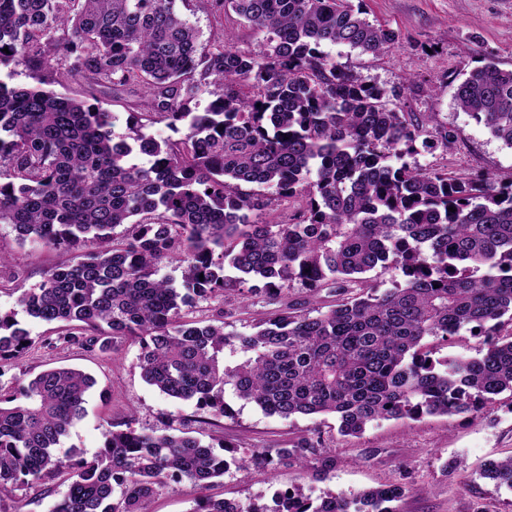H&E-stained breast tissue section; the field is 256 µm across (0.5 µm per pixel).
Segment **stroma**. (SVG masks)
<instances>
[{
  "mask_svg": "<svg viewBox=\"0 0 512 512\" xmlns=\"http://www.w3.org/2000/svg\"><path fill=\"white\" fill-rule=\"evenodd\" d=\"M175 9L195 24L202 40L220 28L234 30L239 49L257 53L261 32L240 26L235 14L224 13L211 0H176ZM369 21L396 31L400 39L380 57L344 47L333 48L337 61L363 79L387 89H398L397 106L430 117V132H449L451 148L420 152V164L447 166L467 175L481 170L512 176V148L494 138L460 110L455 101L466 71L493 60L512 69V0H363ZM9 225L0 226V249L27 285H35L47 268L65 261L66 253L18 245ZM35 340L20 365H0V383L18 387L23 375L56 367L82 369L95 380L84 417L71 428L65 447L92 456L102 446L107 425H120L127 410H135L139 427L163 431L175 416H192L193 403L170 398L148 385L137 366L139 348L122 346L107 356L76 345L58 343L43 348L40 339L53 333L51 325L17 315ZM231 414L219 426H204L203 440L219 436L238 450L287 448L310 429L325 440L328 471L278 469L269 476L246 477L232 471L209 488L216 499H270L275 490L304 485L307 494H353L381 483L407 489L400 512H512V492L496 489L478 475L480 466L512 455V396L503 394L478 415L451 418L425 415L416 420L371 423L358 437H344L334 417L284 419L265 415L259 407L237 399L229 401ZM67 490L63 477L41 480L16 491L14 499L0 502V512L21 504L22 512H50Z\"/></svg>",
  "mask_w": 512,
  "mask_h": 512,
  "instance_id": "1",
  "label": "stroma"
}]
</instances>
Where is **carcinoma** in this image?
<instances>
[{
  "instance_id": "cac0c4a2",
  "label": "carcinoma",
  "mask_w": 512,
  "mask_h": 512,
  "mask_svg": "<svg viewBox=\"0 0 512 512\" xmlns=\"http://www.w3.org/2000/svg\"><path fill=\"white\" fill-rule=\"evenodd\" d=\"M174 2L0 0V69L35 81L0 79V224L21 246L73 255L27 288L0 249V284L17 305L59 324L66 344L139 346L143 379L194 402L210 425L228 391L269 415L334 414L342 436L378 420L474 414L512 394V336L499 335L502 318L512 322V177L406 161L448 149L451 134L430 141L426 120L325 51L378 57L398 35L353 0H216L265 34L255 55L228 29L202 42ZM59 52L72 62L48 70ZM80 79L143 90L152 122L183 135L159 140L133 113L119 135L99 103L48 89ZM456 101L512 148V69L473 68ZM282 198L299 216L262 220ZM173 261L178 280L160 274ZM388 263L402 281L382 289L367 274ZM292 282L304 300L283 293ZM235 287L275 306L251 331L231 329L232 309L182 314ZM323 290L352 296L327 306ZM463 328L483 337L477 355L432 358L430 343ZM32 344L15 312H1L0 361L20 363ZM94 384L66 366L30 378L21 402L0 384V500L65 474L51 512H148L171 482L203 491L232 469L327 466L311 437L228 459L215 452L224 438L204 441L184 417L158 434L132 414L93 456L64 451ZM481 477L512 491V455ZM405 493L386 484L313 499L298 485L270 504L202 495L194 512H397Z\"/></svg>"
}]
</instances>
